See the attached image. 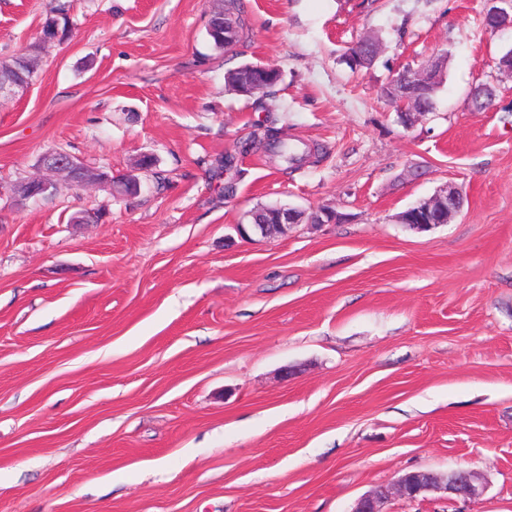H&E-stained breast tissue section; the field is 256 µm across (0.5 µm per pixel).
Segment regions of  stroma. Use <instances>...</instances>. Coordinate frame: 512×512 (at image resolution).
Returning a JSON list of instances; mask_svg holds the SVG:
<instances>
[{
    "label": "stroma",
    "mask_w": 512,
    "mask_h": 512,
    "mask_svg": "<svg viewBox=\"0 0 512 512\" xmlns=\"http://www.w3.org/2000/svg\"><path fill=\"white\" fill-rule=\"evenodd\" d=\"M69 3L0 102V512H351L456 468L481 497L384 512H512V31L483 29V0H243L249 38L218 51L212 0ZM54 4L0 0V58ZM366 35L383 51L351 69ZM445 52L434 112L403 126L384 88ZM248 61L279 70L271 95L226 91ZM478 83L500 108H467ZM269 117L320 161L246 150ZM50 147L115 178L157 166L130 197L14 201ZM451 182L454 221L397 222ZM275 203L306 217L249 231ZM84 209L102 220L70 223ZM373 40L374 44L371 46H362L358 42L348 49L346 58L352 69H367L374 65L379 56L375 46H381L382 42L379 37H373Z\"/></svg>",
    "instance_id": "obj_1"
}]
</instances>
